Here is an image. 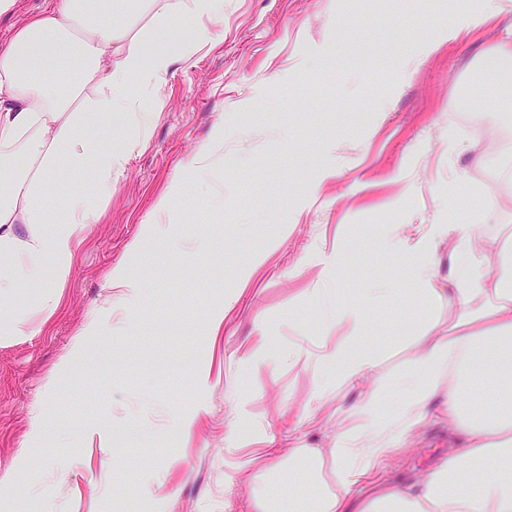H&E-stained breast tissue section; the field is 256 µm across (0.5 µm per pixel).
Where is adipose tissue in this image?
Returning <instances> with one entry per match:
<instances>
[{
    "label": "adipose tissue",
    "mask_w": 512,
    "mask_h": 512,
    "mask_svg": "<svg viewBox=\"0 0 512 512\" xmlns=\"http://www.w3.org/2000/svg\"><path fill=\"white\" fill-rule=\"evenodd\" d=\"M217 22L224 0H45L0 41V335L20 339L36 327L14 314V289L41 288L40 308L52 316L89 225L99 223L112 196V178L129 158L126 143L100 145L96 120L122 115L147 131L159 119L126 88L130 73L158 86L177 61L175 51L156 49L146 33L114 24L136 13L161 25L184 8ZM67 69L76 83L60 96L43 72ZM96 162L93 193L74 195L61 223L48 216L42 177L61 158ZM29 227L27 238L14 227ZM447 241L453 286L435 285L440 241ZM386 247L405 257L407 274L422 287L430 319L409 338L406 370L382 372L375 353L352 342H322L319 372L337 388H363L336 429L331 450L336 487L318 498L312 512H512V246L476 240L470 225L398 224ZM440 403L448 430L464 437L421 482L417 497L384 486L360 498L357 490L377 473L387 455L412 438ZM484 460L478 483L464 480L467 465Z\"/></svg>",
    "instance_id": "adipose-tissue-1"
}]
</instances>
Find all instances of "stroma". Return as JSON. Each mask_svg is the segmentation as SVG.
Listing matches in <instances>:
<instances>
[{
	"mask_svg": "<svg viewBox=\"0 0 512 512\" xmlns=\"http://www.w3.org/2000/svg\"><path fill=\"white\" fill-rule=\"evenodd\" d=\"M486 6L224 0L211 50L178 60L156 88L128 77L158 123L113 178L54 315L34 289L15 291V313L41 331L0 342V512H248L247 459L333 447L334 411L360 391L316 383L318 345L357 336L397 373L406 331L429 318L420 285L382 246L392 226L447 223L453 188L479 237H512V211L487 207L512 196V80L480 67L503 28L480 23ZM446 24L471 35L427 53ZM206 147V171L190 167ZM92 187V163L60 161L42 183L52 219ZM167 192L170 207L153 214ZM117 266L136 278L139 306L106 303L102 279ZM374 288L391 294L370 300ZM329 300L363 308L358 331L323 330ZM262 339L265 356L245 360ZM317 395L325 408L306 418ZM456 445L431 421L389 454L388 483L416 492ZM268 480L303 505L334 485L331 462L305 458Z\"/></svg>",
	"mask_w": 512,
	"mask_h": 512,
	"instance_id": "stroma-1",
	"label": "stroma"
}]
</instances>
